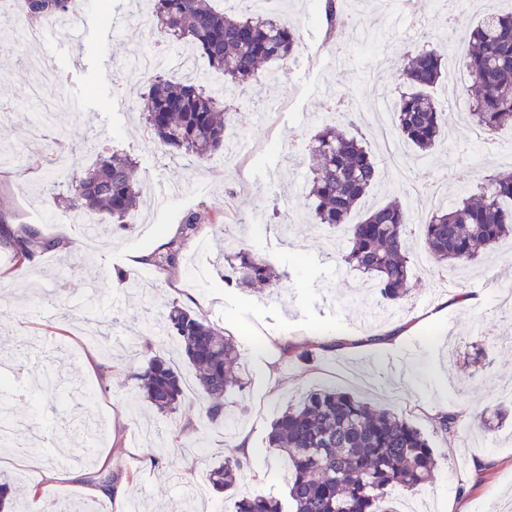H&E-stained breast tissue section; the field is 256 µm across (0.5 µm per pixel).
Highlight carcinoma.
Instances as JSON below:
<instances>
[{"label":"carcinoma","mask_w":512,"mask_h":512,"mask_svg":"<svg viewBox=\"0 0 512 512\" xmlns=\"http://www.w3.org/2000/svg\"><path fill=\"white\" fill-rule=\"evenodd\" d=\"M73 0H25L32 22L45 15L77 19ZM147 23L169 42H181L200 52L217 73L223 89L207 86V76L172 83L150 76L147 94L136 108L166 156L177 153L201 164L224 148L229 121L225 92L243 87L263 64L286 66L303 47L299 30L278 17L235 0L226 10L211 0H151ZM322 15L330 26H345L344 10L335 0H322ZM463 62L475 79L477 92L468 103L472 123L486 135L512 126V11L490 13L463 41ZM444 74L437 51L422 46L407 52L398 72L403 91L393 101L396 136L426 153L441 136L444 107L431 91ZM308 171L303 194L311 201L316 223L346 242L341 260L366 275L381 302L396 304L408 296L411 273L405 240L410 214L394 201L368 210L356 222L352 210L374 185L377 169L366 146L336 124L319 126L306 142ZM140 193L132 159L112 155L84 172L73 169L65 196L76 215L94 211L121 224L138 208ZM512 235V169L484 179L478 197H461L449 209L431 212L423 224V245L438 267L465 266L479 250L494 248ZM36 228L25 226L8 236L16 266L29 264ZM278 275L265 261L246 251L225 260L224 280L246 288H272ZM155 336L175 341L180 355L198 370L203 418L210 425L230 423L224 398L244 387L238 369L241 353L205 318L178 305L171 306ZM286 362L311 363L315 351L287 344ZM144 399L158 412L177 410L183 396L180 372L160 356L136 374ZM442 433L462 432L464 410L438 412L433 417ZM270 455L283 457L290 469L284 497L242 496L235 512H395L392 491H414L430 481L440 451L431 447L420 429L404 417L374 407L334 388L310 391L298 405L287 406L267 434ZM248 458H226L209 470L208 485L217 493L235 495L237 475Z\"/></svg>","instance_id":"cac0c4a2"}]
</instances>
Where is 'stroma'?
<instances>
[{
    "mask_svg": "<svg viewBox=\"0 0 512 512\" xmlns=\"http://www.w3.org/2000/svg\"><path fill=\"white\" fill-rule=\"evenodd\" d=\"M443 6L444 0L408 6L345 0L352 23L336 37L350 55L340 59L325 45L316 0H269L268 12L299 28L300 58L280 71L263 69L231 100L226 148L201 167L181 157L158 162L159 147L135 107L146 76L130 63L162 47L143 23L149 0H89L87 34L77 49L19 41L6 50L0 58L6 69L0 77V148L10 147L15 158L0 166V226H32L60 242L18 268L0 236V361L12 369L0 382L8 402L0 420L12 423L14 432L10 446H0V478L10 482L17 512H56L64 500L94 505L97 512H234L233 499L223 494L196 498L191 491L215 463L238 455L241 432L255 454L252 469L238 478V493L281 494L288 474L283 460L268 459L266 435L287 405L322 386L391 409L440 449L432 481L401 492L397 512H512V419L492 421L488 432L471 425L452 439L433 422L445 408H512V264L503 261L512 256V239L469 265L436 271L421 243L429 212L413 206L408 178L383 153L377 126L391 123V116L349 112L375 94L396 95L404 53L421 46L456 52L458 33L487 11L512 10V0H455L449 24L440 18ZM111 18L119 24L112 34L106 31ZM35 55L51 59L58 80L44 87L41 100L17 98L16 87L31 80ZM447 113L448 128L429 154L400 145L409 168L424 164L441 175L445 207L459 195L477 193L483 175L512 167L511 127L496 132L494 148L485 150L470 137L467 113L452 103ZM323 123L362 138L376 161L377 181L351 222L393 199L412 218L413 288L404 305L385 308L373 329L360 324L377 304L365 276L335 260L341 240L312 223L298 191L303 145ZM115 151L137 161L142 203L131 223L107 224L96 241L74 252L75 231L59 220L63 207L48 202L50 194L67 191L55 182L54 170L64 159L86 168ZM277 210L289 212L290 220L266 232ZM191 216L195 230L171 236L170 225ZM173 238L180 245L175 267L138 263L137 253L157 251L159 242ZM242 248L282 271L273 294L225 283L218 257ZM124 273L138 278V286L126 287ZM447 282L466 285L474 301L438 318V287ZM173 305L203 315L240 347L245 389L227 401L239 419L237 434L201 423L194 372L171 341L156 336L148 347L140 341ZM410 318L419 325L396 346L328 354L312 365L282 363L283 342L310 348L322 336H366ZM93 350L100 357L90 370L85 357ZM156 355L179 367L185 382L170 416L151 408L136 387V373ZM391 360L400 361L399 372L386 373ZM84 419L96 430L91 455L80 451ZM23 445L37 467L25 466L18 452ZM106 462L126 484L117 502L88 491ZM59 469L67 481L44 496L31 494L44 472Z\"/></svg>",
    "mask_w": 512,
    "mask_h": 512,
    "instance_id": "35a3bbf8",
    "label": "stroma"
}]
</instances>
